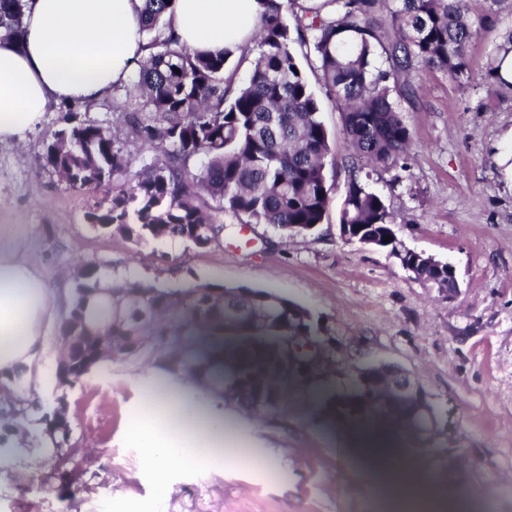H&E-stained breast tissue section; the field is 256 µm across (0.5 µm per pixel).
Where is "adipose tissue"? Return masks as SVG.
<instances>
[{"label":"adipose tissue","instance_id":"ef3b65f1","mask_svg":"<svg viewBox=\"0 0 512 512\" xmlns=\"http://www.w3.org/2000/svg\"><path fill=\"white\" fill-rule=\"evenodd\" d=\"M143 0H26L19 40L0 41V142L23 139L42 118L48 104L61 99L91 102L128 81L149 55L140 14ZM260 0H176L166 14V35L191 50L218 55L250 44ZM59 316L44 272L20 258L0 236V373L19 372L41 379V355ZM167 425L176 426V442L137 427L152 468L177 455L201 467L215 463L210 445L224 434V420L192 388L169 398ZM393 506L414 493L428 512L449 508L426 484L419 467L374 437L360 440Z\"/></svg>","mask_w":512,"mask_h":512}]
</instances>
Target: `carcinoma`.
Listing matches in <instances>:
<instances>
[{"label": "carcinoma", "mask_w": 512, "mask_h": 512, "mask_svg": "<svg viewBox=\"0 0 512 512\" xmlns=\"http://www.w3.org/2000/svg\"><path fill=\"white\" fill-rule=\"evenodd\" d=\"M176 0H146L143 32L150 35V57L126 87L129 98L144 97L148 110L130 112L135 143L151 161L133 169L132 154L116 136L96 125L71 124L78 108L61 102L65 127L55 132L43 153L45 166L60 172L79 190H107L108 202L85 214L91 224H110L138 241L186 239L193 224L214 225L224 235V216L275 230L323 223L329 203L324 169L336 165L321 104L302 72L295 46L313 56L312 68L339 106L352 156L390 168L407 154L412 131L400 101L415 96L411 74L428 67L451 80L470 72L469 49L481 22L471 0H322L303 7L298 0H260L261 50L247 82L232 89L231 53L206 56L163 36L165 13ZM24 0H0V36L22 32ZM293 16L290 25L287 16ZM385 64H379L380 58ZM512 57L508 31L481 74L489 90L508 87L502 75ZM206 162L190 167L195 157ZM340 223L359 224L365 234L380 235L393 223L384 199L367 189L351 164ZM411 275L436 288L455 287L448 267L428 266L406 253ZM86 278L70 292L61 331L89 336L95 323L112 327V355L121 361H151L172 379L191 376L212 392L224 370L241 377L240 407L252 409L251 387L262 377L268 345L247 338L250 325L275 322L266 307L270 291L241 287L224 291V302L197 310V295L210 285L164 288L139 281L104 287V276L84 266ZM172 336H210L209 358L200 360L170 342ZM0 387L9 413L33 404L19 373H1ZM46 431L60 452L79 454L70 433Z\"/></svg>", "instance_id": "obj_1"}]
</instances>
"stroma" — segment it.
<instances>
[{
	"label": "stroma",
	"instance_id": "1",
	"mask_svg": "<svg viewBox=\"0 0 512 512\" xmlns=\"http://www.w3.org/2000/svg\"><path fill=\"white\" fill-rule=\"evenodd\" d=\"M471 10L484 26L470 48L469 77L458 83L420 72L414 97L401 102L413 132L405 165L365 178L389 204L398 240L455 267L451 297L411 277L387 251L341 238V163L326 169L332 190L316 230L236 223L219 244L199 249L178 239L137 243L85 220L101 194L70 188L41 165L61 126L58 102L22 142H0V230H16L18 255L61 294L81 261L117 282L269 290L310 312L324 356L320 376L288 385L275 416L257 420L212 400L224 416V465L212 469L175 457L160 472L145 465L132 428L149 391L185 386L154 365L108 362L63 391L30 382L38 404L65 398L70 441L84 453L56 456L44 425L15 420L6 433L11 451L0 455V512H387L349 428L320 398L347 391L374 364L416 378L439 413L434 431L399 443L425 481L443 494L468 491V512H512V95L488 94L480 81L512 29V0H473ZM309 81L341 160L342 115L319 74ZM144 107L119 86L84 104L76 120L123 132L126 113ZM60 468L73 471L70 484L57 480Z\"/></svg>",
	"mask_w": 512,
	"mask_h": 512
}]
</instances>
